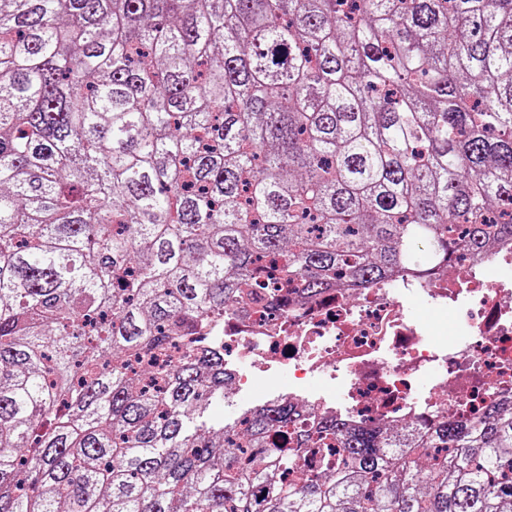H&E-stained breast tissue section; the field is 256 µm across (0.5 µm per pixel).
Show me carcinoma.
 <instances>
[{"label":"carcinoma","instance_id":"obj_1","mask_svg":"<svg viewBox=\"0 0 512 512\" xmlns=\"http://www.w3.org/2000/svg\"><path fill=\"white\" fill-rule=\"evenodd\" d=\"M509 239L512 0H0V512H512V402L210 417L224 317Z\"/></svg>","mask_w":512,"mask_h":512}]
</instances>
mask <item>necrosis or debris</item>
<instances>
[{"label": "necrosis or debris", "mask_w": 512, "mask_h": 512, "mask_svg": "<svg viewBox=\"0 0 512 512\" xmlns=\"http://www.w3.org/2000/svg\"><path fill=\"white\" fill-rule=\"evenodd\" d=\"M413 296L456 312L441 340L409 315ZM224 363L256 377L288 369L314 384L312 397L289 393L312 417L344 413L358 422L418 423L432 411L473 415L486 403L512 401V242L489 256L461 258L443 277L407 272L368 288L336 287L314 300L290 297L287 316L263 308L224 321ZM432 380L420 390L424 375ZM340 380L348 405L339 408L317 388Z\"/></svg>", "instance_id": "4bbe7bcc"}]
</instances>
